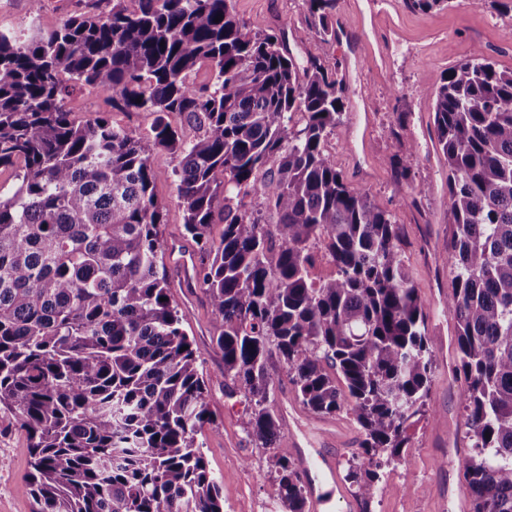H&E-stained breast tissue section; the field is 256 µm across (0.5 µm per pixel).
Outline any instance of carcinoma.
<instances>
[{
    "mask_svg": "<svg viewBox=\"0 0 512 512\" xmlns=\"http://www.w3.org/2000/svg\"><path fill=\"white\" fill-rule=\"evenodd\" d=\"M126 2L86 0L63 22L37 8L28 38L0 31V167L18 166L0 185V411L28 435L35 512H224L197 440L207 381L167 288L159 150L178 159L224 379L251 402L242 427L263 448L284 436L270 391L287 367L304 409L359 426L347 478L367 502L426 412L434 348L400 226L325 150L343 90L233 0ZM304 2L313 32L336 39L338 0ZM77 85L155 114L151 131L75 120ZM430 95L464 477L471 512H512V70L476 48ZM412 163L389 157L396 181ZM267 464L281 512H306L300 469L279 453Z\"/></svg>",
    "mask_w": 512,
    "mask_h": 512,
    "instance_id": "obj_1",
    "label": "carcinoma"
}]
</instances>
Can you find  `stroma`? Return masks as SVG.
I'll return each instance as SVG.
<instances>
[{
	"mask_svg": "<svg viewBox=\"0 0 512 512\" xmlns=\"http://www.w3.org/2000/svg\"><path fill=\"white\" fill-rule=\"evenodd\" d=\"M240 19L284 31L293 54L313 60L343 85L345 109L342 120L327 143L349 185L371 194L382 208L392 212L401 226L405 261L414 286L430 313L429 338L454 335V319L439 296L440 285L449 283L448 266L429 268L431 245L449 233L444 205L446 175L444 158L434 142L431 89L440 84L448 69L483 47L497 68L512 69V10L497 0H449L447 8L428 13L401 8L403 37L391 42L388 66L376 69L363 63L358 81H349L345 62L352 52L349 43L326 42L309 28L304 0H233ZM64 20L78 8L77 0H0V29L27 34L33 9ZM366 103L373 117L370 142V175L358 178L344 140L351 116ZM67 106L75 119L98 116L124 129L148 132L154 116L148 112L113 107L106 94L91 87L75 88ZM403 124L401 141H394L391 127ZM413 156L411 176L399 183L388 164L391 155ZM176 158L167 151L155 153L152 165L163 176L154 192L163 205L160 226L164 248L200 255L198 244L184 229V211L170 172ZM169 292L178 304L185 329L199 355L207 381L210 419L198 434L203 454L224 495V512H277V481L268 469V449L258 448L241 426L247 404L242 393L224 391V357L211 342L213 322L206 297L194 282L184 279L175 265H168ZM448 369H436L428 399V411L411 428L405 460L387 468L368 512H444L453 506L458 478L468 457L469 431L462 410L464 383L451 369L455 349H448ZM273 394L288 425L313 428L318 417L295 401L287 368H279ZM26 433L9 413L0 412V512H33L35 505L26 475L30 469Z\"/></svg>",
	"mask_w": 512,
	"mask_h": 512,
	"instance_id": "1",
	"label": "stroma"
}]
</instances>
